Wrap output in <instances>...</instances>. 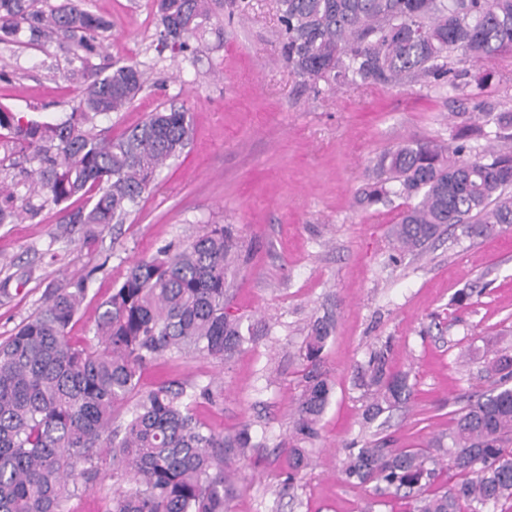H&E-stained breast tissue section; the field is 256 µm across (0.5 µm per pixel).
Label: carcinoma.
Masks as SVG:
<instances>
[{
  "mask_svg": "<svg viewBox=\"0 0 512 512\" xmlns=\"http://www.w3.org/2000/svg\"><path fill=\"white\" fill-rule=\"evenodd\" d=\"M37 0H0V41L22 31L32 41L66 34L91 53L105 20L83 0H61L44 11ZM211 0H156L163 40L198 60L188 38L209 19ZM281 56L316 87L395 86L422 77L459 88L466 69L448 66L456 51L481 61L512 48V0H277ZM137 63L104 74L83 73L70 114L55 121L26 119L0 108V129L36 162L25 210L61 205L75 196L88 205L68 214L56 238L81 226L94 239L123 223L154 184L156 173L189 144L191 114L171 105L113 139L95 131L98 116L121 112L142 91ZM481 119L453 131L448 142L410 139L383 152L359 200L369 205L407 200L390 235L413 254L445 226L471 239L512 228V154H481L483 141L512 143V112L481 106ZM12 195L0 191V224L18 218ZM230 233L215 224L190 242L133 262L100 305L93 341L77 344L70 326L87 296L86 280L45 290L41 304L0 343V512H62L61 505L112 454V477L127 484L110 512H229L230 472L253 448L250 428L220 434L198 420L193 404L216 401L208 385L192 391L160 379L140 385L142 370L168 354L231 360L259 329L243 326L227 306L233 262ZM332 320L310 323L305 357L311 369L292 412L288 457L291 487L310 465L303 444L318 437L332 394L316 361ZM499 377L475 392L446 432L424 448H394L382 440L344 446L346 481L372 485L377 498L399 495L407 512H490L512 502V356L486 362ZM361 386L369 402L364 422L409 403L410 372L388 368L387 349L370 350ZM454 470L456 481L437 484Z\"/></svg>",
  "mask_w": 512,
  "mask_h": 512,
  "instance_id": "1",
  "label": "carcinoma"
}]
</instances>
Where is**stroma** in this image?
I'll list each match as a JSON object with an SVG mask.
<instances>
[{
    "label": "stroma",
    "mask_w": 512,
    "mask_h": 512,
    "mask_svg": "<svg viewBox=\"0 0 512 512\" xmlns=\"http://www.w3.org/2000/svg\"><path fill=\"white\" fill-rule=\"evenodd\" d=\"M103 17L96 49L75 52L68 37L27 36L0 43V106L42 121L68 115L80 75L113 63H139L143 91L124 112L97 120L112 136L175 104L192 116L188 147L159 171L125 223L84 243L81 232L55 239L67 207L47 205L0 225V342L36 311L46 288L86 279L87 299L71 335L92 337L98 305L128 265L167 246L188 243L221 224L234 237L238 262L227 276L232 312L266 334L231 362L164 357L141 383L157 378L220 389L195 413L219 433L251 425L254 447L235 481L232 512H406L391 495L374 504L371 487L341 478L343 446L391 440L422 448L449 429L468 396L495 386L484 363L512 355V230L470 239L444 232L414 255L394 254L389 229L405 202L369 208L356 202L375 158L409 139H449L481 102L512 112V51L471 66L454 91L432 79L359 89L310 88L280 54L276 0H250L245 13L216 0L202 33L191 36L201 60L190 64L160 40L154 0H86ZM34 163L0 138V185L27 190ZM332 315L335 328L320 368L334 394L308 449L311 466L282 491L288 466L281 449L292 433L291 409L308 369V326ZM390 347V366L406 371L415 400L388 423L365 424V393L355 384L367 352ZM479 358L459 366L461 352ZM116 488L104 459L63 512H110Z\"/></svg>",
    "instance_id": "stroma-1"
}]
</instances>
